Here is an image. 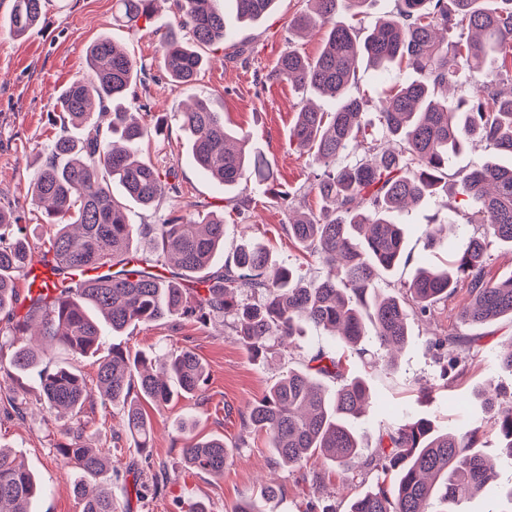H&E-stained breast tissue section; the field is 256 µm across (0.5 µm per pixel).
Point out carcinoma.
Segmentation results:
<instances>
[{
  "instance_id": "obj_1",
  "label": "carcinoma",
  "mask_w": 512,
  "mask_h": 512,
  "mask_svg": "<svg viewBox=\"0 0 512 512\" xmlns=\"http://www.w3.org/2000/svg\"><path fill=\"white\" fill-rule=\"evenodd\" d=\"M228 2L236 18L256 21L278 0ZM313 2L314 12L292 25L324 33L321 53L310 60L290 50L280 57L275 76L333 103L330 112L304 106L290 135V145L311 158L309 191L324 205L317 214L303 213L283 225L288 239L322 265V278L306 280L289 267L268 273L266 249L255 242L240 244L224 270L210 271L224 249L222 216L174 213L161 224L130 223L127 202L157 206L178 193V186L170 182L173 170L163 171L140 155L139 145L152 128L147 113L131 111L129 99L143 67L108 37L89 48V78L70 83L58 101L60 112L85 134L57 136L28 189L42 209L43 223L55 228L44 241V252L58 266L108 264L115 271L68 289L63 298L34 297L26 314L16 317V280L32 265L33 251L21 214L0 206V405L26 417L28 402L3 380L31 371L40 381L39 410L48 415L64 411L74 418L55 448L80 473L68 489L81 512H116L112 492L88 483L110 471V458L87 446L81 420L86 405L98 398L118 410L126 433L144 451L151 422L141 401L162 407L179 395H199L207 382L204 364L187 347L153 369L143 354L120 346L99 354L109 334L162 320L207 323L231 315L238 336L257 354L274 345L289 347L302 325L310 324L327 330L359 358L369 338L392 356L408 342L410 317L425 316L453 296L460 279L468 282L469 292L458 311L461 322L512 319V277L494 283L487 272L490 245L512 244V165L497 161L479 162L454 181L470 202L468 223L480 225V235L470 237L447 267L423 261L398 293H378L383 276L409 259L399 214L433 197L448 178L452 156L479 138L512 157V91L505 95L499 90L512 84V0H397L395 15L376 20L363 37L339 14L343 8L360 14L372 0ZM154 3L116 0V20L131 26L148 20ZM176 4L179 28L190 40L169 30L161 58L173 86L190 89L205 65L200 49L230 41L232 31L213 0ZM43 8L44 0H14L11 32L17 37L29 33L40 23ZM442 32L458 37L445 41ZM362 64L396 73L376 132L364 120L366 101L353 93ZM465 71L480 80L472 99L438 97ZM95 103L109 112L107 124L95 119ZM181 123L193 136L194 163L225 189L252 175L260 185L274 181L256 166L248 140L233 141L224 116L206 100H194L182 112ZM351 154L354 160L336 164ZM114 185L123 199L112 193ZM435 202L448 209V200L437 197ZM243 295L257 301L244 303L239 300ZM475 342L474 337L438 336L430 347L452 372ZM85 357L97 358L94 389L73 365ZM327 377L335 385L323 386L321 379ZM486 401L493 430L512 458V400L488 396ZM376 411L368 381L347 376L342 357L320 349L252 404L243 427L265 434L275 462L283 467L318 460L348 472L362 458L355 422ZM381 427L368 465L390 481L376 482L348 512H459L460 504L491 480L478 451L486 436L478 421L463 433L438 431L428 419ZM177 441L187 467L200 473L220 476L232 458L224 439H196L187 420ZM37 492L32 472L0 449V512H33ZM436 500L444 508H434Z\"/></svg>"
}]
</instances>
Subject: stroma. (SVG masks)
<instances>
[{
  "label": "stroma",
  "mask_w": 512,
  "mask_h": 512,
  "mask_svg": "<svg viewBox=\"0 0 512 512\" xmlns=\"http://www.w3.org/2000/svg\"><path fill=\"white\" fill-rule=\"evenodd\" d=\"M12 3L0 0V205L22 212L31 230V242H38L43 229L41 211L27 192L29 166L60 130L56 108L60 94L70 82L89 75V45L107 36L122 43L146 70L135 86L136 102L146 106L150 121H163L164 130L145 141L142 154L159 168H174L179 188L178 194L158 207L130 205L131 222L159 224L174 210L220 213L226 233L215 267L231 259L241 240L251 239L267 248L272 266H293L306 278L320 275L319 262L289 242L283 230L290 209L316 212L322 202L307 190L309 157L289 144L296 114L303 105L302 95L287 81L272 76L278 59L288 50H298L313 59L322 49V35L305 37L290 26L293 17L307 11V0H278L260 21L233 24L231 44L203 48L207 63L189 91L171 87L160 69L164 34L178 22L175 0H160L153 19L133 27L116 25L115 0H45L41 22L21 38L3 25ZM195 96L207 99L213 110L223 113L228 131L248 136L253 152L273 172L277 194L267 193L265 187L251 180L228 193L200 172L191 156V136L178 121ZM233 197L250 199L249 210L240 214L232 211L229 200ZM444 219V212L430 201L400 215L411 260L380 281V294L394 293L409 284L420 262L452 260L477 231L476 225L461 223L446 228L440 243L430 244V225ZM467 288V281H460L453 298L436 305L430 317L409 321L408 342L393 368L383 367L381 352L372 344L367 347L365 362L352 364L353 373L368 374L369 385L390 420L400 423L411 417L432 416L439 427L460 432L470 419L482 418L481 395L496 392L504 399L512 397V372L495 361L497 352L512 343V320L462 324L456 318V305L467 299ZM455 334L473 337L474 342L466 353L463 376L449 384L442 379L441 366L426 341ZM105 342L153 358L188 347L208 373L202 399L178 396L161 409L147 406L152 433L146 457L129 448L127 442L113 441L111 433L120 427L116 411L98 402L86 409L91 446L112 455L113 475L101 477L100 482L110 485L117 512L128 507L133 512H189L199 504L207 512H232L249 500L259 501L262 512H307L313 504L347 512L351 499L376 483L378 471L358 468L344 475L328 472L316 484H309L303 481L300 469L273 462L263 436L243 431L242 416L281 375L317 350H334L327 331L304 326L295 339V348L275 346L259 355L237 336L230 316L225 317L220 330L193 320L175 324L160 321L128 328L121 335L106 337ZM426 385L436 388L429 400L421 394ZM189 417L195 422L197 437L219 436L233 446V458L223 475L201 474L185 466L181 448L173 440L180 421ZM70 423L67 415L41 423L33 410L23 420L0 413V445L12 449L43 488L34 504L36 512H80L67 489L75 475L54 449L61 431ZM500 446L497 437H486L482 453L493 464L494 475L484 489L464 503V512H500L501 493L512 487V458L502 453ZM160 471L167 476L161 493L127 501L126 495L135 485L150 483L153 474ZM270 481L281 486L282 496L261 500V487Z\"/></svg>",
  "instance_id": "35a3bbf8"
}]
</instances>
